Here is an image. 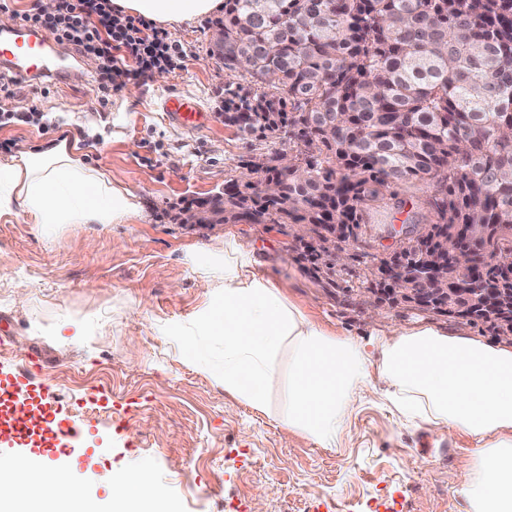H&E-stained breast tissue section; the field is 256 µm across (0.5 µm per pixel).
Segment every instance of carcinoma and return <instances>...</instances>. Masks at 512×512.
<instances>
[{
  "mask_svg": "<svg viewBox=\"0 0 512 512\" xmlns=\"http://www.w3.org/2000/svg\"><path fill=\"white\" fill-rule=\"evenodd\" d=\"M215 26L224 68L244 79L224 85V111L254 113L243 137L293 153L276 198L258 186L279 177L278 149L243 162L249 180L224 182L215 202L223 223L334 224L357 241L379 203L413 227L445 225L407 256L412 284L462 228L476 300L465 321L512 333V0H224ZM408 184L425 188L421 214L406 210ZM299 249L339 287L329 248Z\"/></svg>",
  "mask_w": 512,
  "mask_h": 512,
  "instance_id": "cac0c4a2",
  "label": "carcinoma"
}]
</instances>
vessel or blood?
Here are the masks:
<instances>
[{
  "mask_svg": "<svg viewBox=\"0 0 512 512\" xmlns=\"http://www.w3.org/2000/svg\"><path fill=\"white\" fill-rule=\"evenodd\" d=\"M49 37L22 27L0 35V67L28 83H65L68 72L48 54ZM167 120L186 130L205 125L207 114L186 95H167ZM84 428L74 421L54 389L25 366H0V446L38 452L45 461L82 449Z\"/></svg>",
  "mask_w": 512,
  "mask_h": 512,
  "instance_id": "vessel-or-blood-1",
  "label": "vessel or blood"
}]
</instances>
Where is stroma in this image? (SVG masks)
Listing matches in <instances>:
<instances>
[{"label": "stroma", "instance_id": "obj_1", "mask_svg": "<svg viewBox=\"0 0 512 512\" xmlns=\"http://www.w3.org/2000/svg\"><path fill=\"white\" fill-rule=\"evenodd\" d=\"M212 23L206 17L172 30L187 50L185 68L159 81H129L107 106L99 104L94 62L71 49L69 85L18 82L0 100V113L41 114L35 125H0V140L20 149L75 140L86 163L110 172L144 204L133 223L68 224L49 241L38 225L0 217V365L38 370L88 427V454L59 456L55 466L77 473L98 512H110L113 477L140 467L176 512H468L456 492L471 462L465 435L436 441L367 402L340 448H319L274 417L288 405V354L262 411L233 399L222 378L196 368L161 336L164 324L193 321L208 300L188 254L223 248L228 234L253 246L261 269L325 328L363 331L371 317L358 304V277L342 290L323 287L278 228L182 223L186 201L209 198L241 177L242 158L271 147L224 124V84L234 75L211 52ZM171 93L195 98L206 125L189 131L166 123L163 101ZM17 276L32 284L22 300L10 284ZM72 320L88 342L58 340ZM94 389L111 398V409H82Z\"/></svg>", "mask_w": 512, "mask_h": 512}]
</instances>
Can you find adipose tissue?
<instances>
[{
    "label": "adipose tissue",
    "instance_id": "obj_1",
    "mask_svg": "<svg viewBox=\"0 0 512 512\" xmlns=\"http://www.w3.org/2000/svg\"><path fill=\"white\" fill-rule=\"evenodd\" d=\"M223 0H113L120 14L178 28L215 13ZM143 201L103 169L85 164L77 145L61 139L40 150L0 158V215L39 225L52 238L66 224H128ZM254 250L228 237L220 251L188 261L210 285L211 298L193 328L173 323L165 336L183 340L201 370H222L224 390L257 409L267 407V383L281 352L293 361L288 407L276 417L288 432L319 448H336L359 401H381L405 426L443 440L467 435L472 469L458 494L470 512H512V341H487L467 329L428 323L394 326L374 319L368 333L328 331L259 272ZM223 344L216 359L208 341ZM78 505L96 512L74 476L34 470L30 461L0 465V505L18 500ZM163 494L148 469L117 474L111 512H158Z\"/></svg>",
    "mask_w": 512,
    "mask_h": 512
}]
</instances>
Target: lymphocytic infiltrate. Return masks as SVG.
Returning <instances> with one entry per match:
<instances>
[{"mask_svg": "<svg viewBox=\"0 0 512 512\" xmlns=\"http://www.w3.org/2000/svg\"><path fill=\"white\" fill-rule=\"evenodd\" d=\"M20 21L96 60L93 78L106 97L127 81L144 82L155 72L182 68L186 57L182 46L156 23L115 16L112 0H58L55 13H25Z\"/></svg>", "mask_w": 512, "mask_h": 512, "instance_id": "lymphocytic-infiltrate-1", "label": "lymphocytic infiltrate"}]
</instances>
